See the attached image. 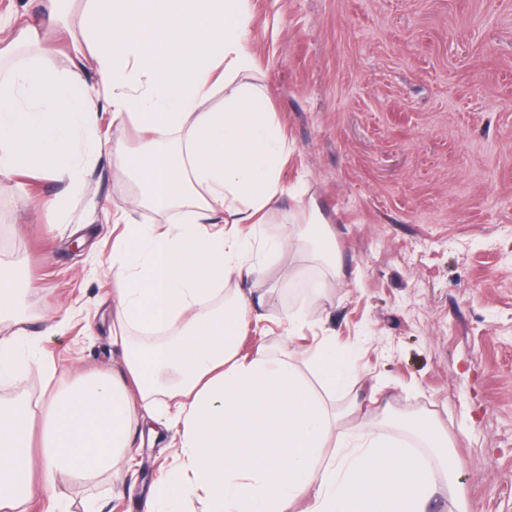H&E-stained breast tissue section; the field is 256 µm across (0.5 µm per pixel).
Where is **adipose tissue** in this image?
<instances>
[{
  "label": "adipose tissue",
  "mask_w": 512,
  "mask_h": 512,
  "mask_svg": "<svg viewBox=\"0 0 512 512\" xmlns=\"http://www.w3.org/2000/svg\"><path fill=\"white\" fill-rule=\"evenodd\" d=\"M63 0H39L38 21L0 38V176H33L80 190L102 151L100 106L141 134L123 174L130 206L112 211V345L122 367L55 391L41 410L0 401V512L41 496L59 500L58 476L86 481L112 469L133 431L165 415L180 465L160 477L147 512H426L437 475L453 473L448 435L412 430L419 452L347 424L340 404L350 362L328 342L309 350L327 393L318 397L288 346L239 351L242 327L260 320L230 282L264 273L263 256L288 261L295 227L308 225L318 255L336 254L318 208L281 181L291 148L266 90L244 82L254 67L246 0H79L83 40L57 43ZM89 55L97 81L76 62ZM223 91L222 104L203 109ZM285 228L266 229L282 197ZM137 208L173 214L137 223ZM16 280L0 271V384L30 362L29 332L14 313Z\"/></svg>",
  "instance_id": "adipose-tissue-1"
}]
</instances>
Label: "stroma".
<instances>
[{"label":"stroma","mask_w":512,"mask_h":512,"mask_svg":"<svg viewBox=\"0 0 512 512\" xmlns=\"http://www.w3.org/2000/svg\"><path fill=\"white\" fill-rule=\"evenodd\" d=\"M249 83L268 90L294 151L282 179L306 182L327 220L337 264L294 241L253 281L264 330L242 352L276 349L301 313L296 352L321 341L357 364L342 400L360 422L409 440L405 420L448 433L460 467L428 512H512V0H249ZM102 153L72 199L71 228H49L47 178L0 176V269L46 366L0 387L41 406L70 379L112 369V302L104 276L112 209L132 194L122 150L131 124L98 115ZM318 293L303 289L304 278ZM168 438L133 440L124 462L88 483L60 478L68 512H144L176 468Z\"/></svg>","instance_id":"1"}]
</instances>
